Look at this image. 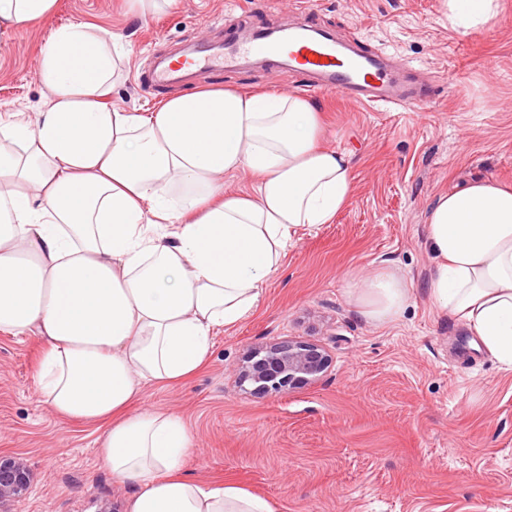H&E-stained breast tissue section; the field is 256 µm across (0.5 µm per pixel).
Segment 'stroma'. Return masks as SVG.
Segmentation results:
<instances>
[{"mask_svg":"<svg viewBox=\"0 0 512 512\" xmlns=\"http://www.w3.org/2000/svg\"><path fill=\"white\" fill-rule=\"evenodd\" d=\"M295 0H176L144 18L121 0H58L48 21L0 36V115L47 101L36 69L53 29L72 22L117 34L129 51L111 102L134 111L202 85L297 94L324 116L323 143L351 159L354 190L334 221L300 228L257 307L219 328L210 355L184 382L144 386L139 408L183 419L196 446L183 471L230 482L274 512H512V370L501 369L429 297L426 221L437 197L492 178L512 185V0L491 25H448L446 0H302L318 29L387 57L434 101L373 107L318 92L279 65L203 70L165 88L142 75L187 41L226 44L257 28L300 23ZM392 266L411 284L393 322H367L347 297L352 277ZM301 341L330 356L313 383L257 395L236 368L254 347ZM42 342L0 334V454L34 481L0 512H128L102 428L53 414L33 376Z\"/></svg>","mask_w":512,"mask_h":512,"instance_id":"1","label":"stroma"}]
</instances>
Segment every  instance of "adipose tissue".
I'll return each mask as SVG.
<instances>
[{"label":"adipose tissue","instance_id":"ef3b65f1","mask_svg":"<svg viewBox=\"0 0 512 512\" xmlns=\"http://www.w3.org/2000/svg\"><path fill=\"white\" fill-rule=\"evenodd\" d=\"M57 0H0V35L46 21ZM501 0H448L454 29L494 21ZM128 53L78 22L37 56L50 94L33 119H0V333L36 336L34 381L55 413L104 427L99 450L130 484L129 512H274L232 484L185 477L192 436L136 409L205 362L214 333L258 304L297 230L329 224L353 193L348 155L322 143L307 98L202 87L149 113L110 103ZM249 171L252 190L224 178ZM429 295L512 369V187L474 180L427 218ZM410 285L392 267L353 281L371 323L395 320Z\"/></svg>","mask_w":512,"mask_h":512}]
</instances>
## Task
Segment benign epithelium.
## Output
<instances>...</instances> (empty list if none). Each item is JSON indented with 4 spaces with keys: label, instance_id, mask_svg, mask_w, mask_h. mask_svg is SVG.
I'll list each match as a JSON object with an SVG mask.
<instances>
[{
    "label": "benign epithelium",
    "instance_id": "benign-epithelium-1",
    "mask_svg": "<svg viewBox=\"0 0 512 512\" xmlns=\"http://www.w3.org/2000/svg\"><path fill=\"white\" fill-rule=\"evenodd\" d=\"M327 362L325 350L318 345L300 341L274 343L250 352L238 369V377L240 384H251L255 394H279L316 380ZM33 479L24 462L0 455V504L22 498Z\"/></svg>",
    "mask_w": 512,
    "mask_h": 512
}]
</instances>
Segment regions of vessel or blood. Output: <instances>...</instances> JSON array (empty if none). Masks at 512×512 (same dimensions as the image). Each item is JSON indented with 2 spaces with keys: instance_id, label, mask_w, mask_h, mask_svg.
Wrapping results in <instances>:
<instances>
[{
  "instance_id": "vessel-or-blood-1",
  "label": "vessel or blood",
  "mask_w": 512,
  "mask_h": 512,
  "mask_svg": "<svg viewBox=\"0 0 512 512\" xmlns=\"http://www.w3.org/2000/svg\"><path fill=\"white\" fill-rule=\"evenodd\" d=\"M287 61L289 67L311 77L315 89L334 92L350 101L373 106L421 104L433 93L431 83L414 86L397 79L386 63L361 47L343 51L328 36H315L305 29H281L277 39L266 32L254 33L249 41H230L223 54L211 55L197 50L178 62L167 63L150 78L152 85L162 87L176 76L203 66L233 69L246 58Z\"/></svg>"
}]
</instances>
